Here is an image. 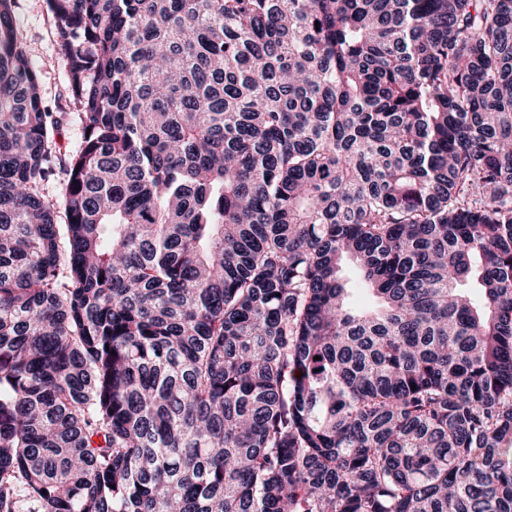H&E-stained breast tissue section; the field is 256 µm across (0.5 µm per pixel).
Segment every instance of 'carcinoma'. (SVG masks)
<instances>
[{"mask_svg":"<svg viewBox=\"0 0 512 512\" xmlns=\"http://www.w3.org/2000/svg\"><path fill=\"white\" fill-rule=\"evenodd\" d=\"M14 2L0 512H512V0ZM45 0H16L14 19L20 39L40 70L45 104L52 112H75L66 91L65 69L56 54L52 21ZM60 135L57 137L59 151L57 150L58 159L55 162L53 175L43 185V194L47 201L52 202L59 211L58 221L64 220V214L61 204V193L66 177L65 161L74 154L81 143L80 126L72 119L71 114L66 115L63 125L60 127Z\"/></svg>","mask_w":512,"mask_h":512,"instance_id":"obj_1","label":"carcinoma"}]
</instances>
